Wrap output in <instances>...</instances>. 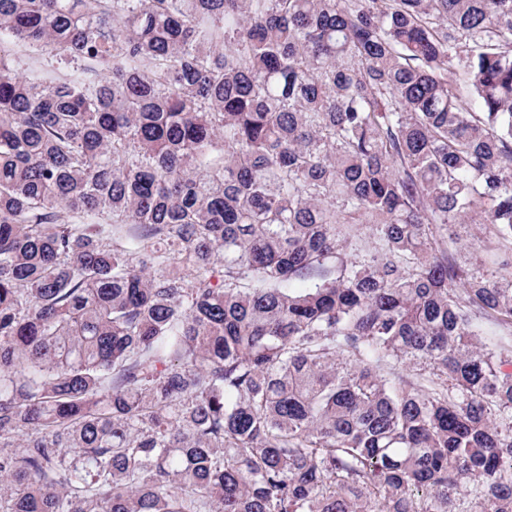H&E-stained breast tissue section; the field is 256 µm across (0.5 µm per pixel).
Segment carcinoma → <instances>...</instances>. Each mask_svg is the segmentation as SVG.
<instances>
[{"label": "carcinoma", "mask_w": 512, "mask_h": 512, "mask_svg": "<svg viewBox=\"0 0 512 512\" xmlns=\"http://www.w3.org/2000/svg\"><path fill=\"white\" fill-rule=\"evenodd\" d=\"M511 358L512 0H0V512H512Z\"/></svg>", "instance_id": "1"}]
</instances>
